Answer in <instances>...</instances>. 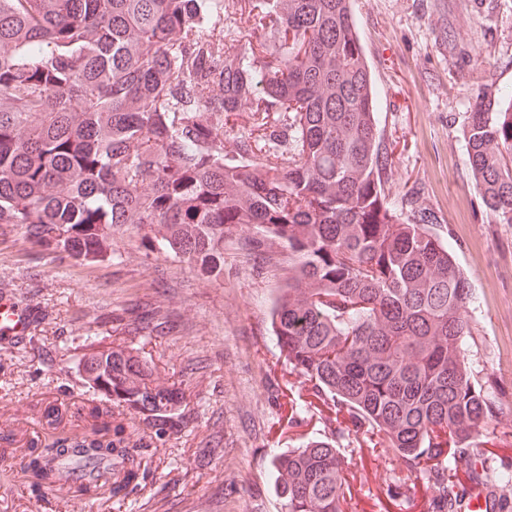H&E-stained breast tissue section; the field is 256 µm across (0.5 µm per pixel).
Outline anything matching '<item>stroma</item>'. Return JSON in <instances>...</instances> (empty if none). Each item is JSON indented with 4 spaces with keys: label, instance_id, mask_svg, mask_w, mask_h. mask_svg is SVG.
Listing matches in <instances>:
<instances>
[{
    "label": "stroma",
    "instance_id": "35a3bbf8",
    "mask_svg": "<svg viewBox=\"0 0 512 512\" xmlns=\"http://www.w3.org/2000/svg\"><path fill=\"white\" fill-rule=\"evenodd\" d=\"M365 58L379 95L378 127L392 165L389 205L402 216L431 213L474 293L465 356L499 405L478 443L487 483L504 487L512 512V224L495 223L466 163L463 127L479 92L512 89V0H354ZM258 231L224 236V275L160 250L150 227L112 238L93 260L55 256L17 231L0 244V286L40 313L30 343L0 346V512H284L274 487L277 451L310 440L340 452L348 512H436L425 470L407 472L396 449L341 416L288 364L272 334L270 308L288 275V251L249 258ZM155 316L135 330L134 306ZM123 348L183 393L190 422L163 436L140 430L146 477L124 498L89 500L67 490L34 496L14 467L30 444L92 435L100 422L76 415L95 398L85 354ZM59 417L47 425L44 408ZM407 481L410 498L389 490Z\"/></svg>",
    "mask_w": 512,
    "mask_h": 512
}]
</instances>
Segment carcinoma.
<instances>
[{"mask_svg":"<svg viewBox=\"0 0 512 512\" xmlns=\"http://www.w3.org/2000/svg\"><path fill=\"white\" fill-rule=\"evenodd\" d=\"M238 50L224 51V0H0V239L22 230L74 258L112 248V231L150 226L162 248L224 274V233L254 224L288 248L270 317L288 364L337 413L365 422L413 468L425 463L439 512L462 497L459 462L496 417L463 348L472 299L462 269L426 224L389 206L391 158L351 0H247ZM253 112L237 158L224 114ZM288 113L264 133L267 113ZM285 138L288 158L267 142ZM484 206L512 224V93L479 98L463 128ZM88 382L157 435L188 415L133 353L85 357ZM73 452L103 465L72 492L135 491L137 449ZM31 449L36 495L57 482ZM284 512H346L344 466L312 440L274 456Z\"/></svg>","mask_w":512,"mask_h":512,"instance_id":"carcinoma-1","label":"carcinoma"}]
</instances>
